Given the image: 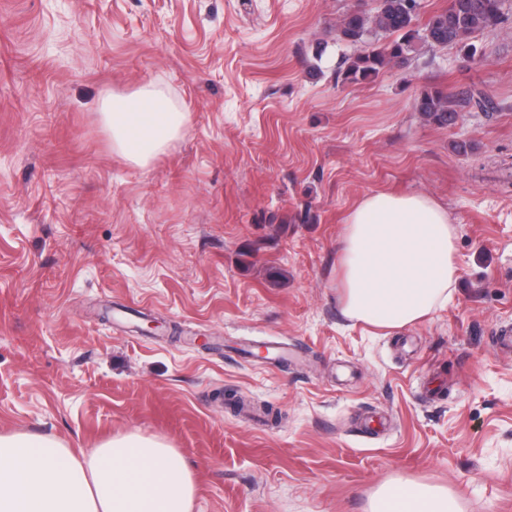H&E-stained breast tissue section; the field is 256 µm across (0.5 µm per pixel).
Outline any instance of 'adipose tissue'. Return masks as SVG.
I'll return each instance as SVG.
<instances>
[{"label": "adipose tissue", "mask_w": 512, "mask_h": 512, "mask_svg": "<svg viewBox=\"0 0 512 512\" xmlns=\"http://www.w3.org/2000/svg\"><path fill=\"white\" fill-rule=\"evenodd\" d=\"M112 141L146 166L181 134L186 112L143 87L103 104ZM456 229L424 194L366 196L345 221L341 251L342 312L397 329L450 301L459 277ZM196 482L182 454L132 431L90 452L52 436L0 434V512H193ZM370 512H459L441 487L384 485Z\"/></svg>", "instance_id": "adipose-tissue-1"}]
</instances>
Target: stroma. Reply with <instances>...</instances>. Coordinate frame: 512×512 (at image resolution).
Here are the masks:
<instances>
[{
  "label": "stroma",
  "instance_id": "35a3bbf8",
  "mask_svg": "<svg viewBox=\"0 0 512 512\" xmlns=\"http://www.w3.org/2000/svg\"><path fill=\"white\" fill-rule=\"evenodd\" d=\"M355 6L0 0V432L158 437L194 512H368L386 483L512 512V18L356 84ZM147 85L188 121L141 167L102 103ZM431 86L492 108L433 124ZM379 192L456 228L452 301L391 331L341 313Z\"/></svg>",
  "mask_w": 512,
  "mask_h": 512
}]
</instances>
